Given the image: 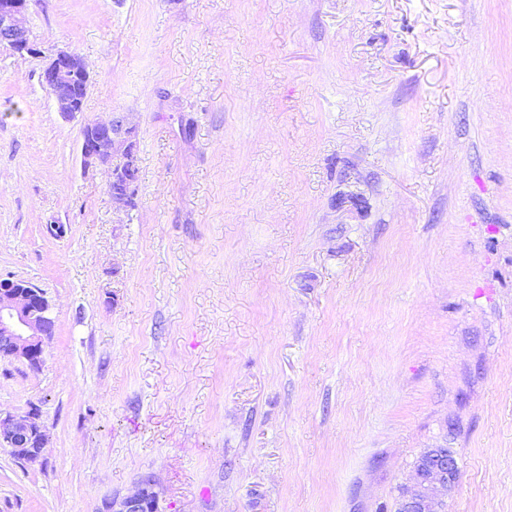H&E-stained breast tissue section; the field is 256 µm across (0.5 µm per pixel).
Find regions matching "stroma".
<instances>
[{
	"label": "stroma",
	"instance_id": "35a3bbf8",
	"mask_svg": "<svg viewBox=\"0 0 512 512\" xmlns=\"http://www.w3.org/2000/svg\"><path fill=\"white\" fill-rule=\"evenodd\" d=\"M0 48V276L44 289L0 512H512V0H33ZM90 69L63 119L41 72ZM137 129L134 205L85 121ZM64 225L62 237L47 224ZM30 2L0 0V47L19 57L42 54V50L31 39L26 25ZM38 418L37 408H30L24 415H2L0 412V445L11 448L15 457L24 463H36L47 441ZM413 470V489L403 488L400 493L397 512H442L445 500L439 492L448 497L455 489L460 469L453 452L448 448H431ZM157 497L150 496L147 488L141 487L135 493L121 499L112 500L108 512H159Z\"/></svg>",
	"mask_w": 512,
	"mask_h": 512
}]
</instances>
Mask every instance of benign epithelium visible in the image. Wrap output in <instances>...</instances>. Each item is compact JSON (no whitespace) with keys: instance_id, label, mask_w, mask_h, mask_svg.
Masks as SVG:
<instances>
[{"instance_id":"1","label":"benign epithelium","mask_w":512,"mask_h":512,"mask_svg":"<svg viewBox=\"0 0 512 512\" xmlns=\"http://www.w3.org/2000/svg\"><path fill=\"white\" fill-rule=\"evenodd\" d=\"M31 0H0V47L19 56H39L42 50L31 39L26 17ZM42 81L57 112L66 120L83 112L85 97L78 84L89 86L87 63L78 54L58 51L42 72ZM137 129L122 115L106 121H88L81 129V163L84 171L102 169L112 203L131 206L139 180ZM54 319L47 293L37 285L11 276L0 277V359L20 360L37 370L43 363L45 341L52 336ZM36 408L23 415L0 414V445L13 450L28 464L38 461L47 441L38 423ZM460 469L453 452L431 448L414 468L413 489L401 490L397 512H443L439 492L455 489ZM108 512H159L158 498L141 487L112 500Z\"/></svg>"}]
</instances>
